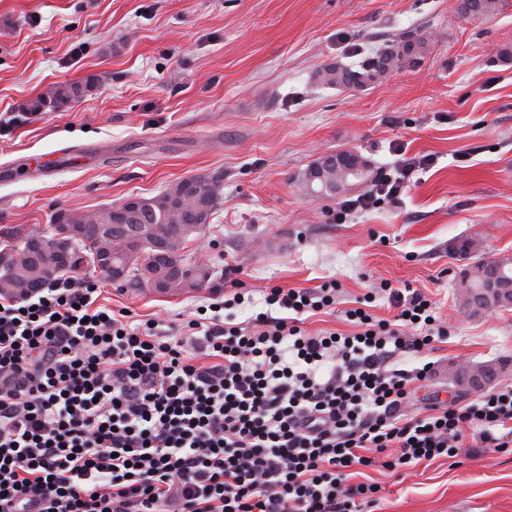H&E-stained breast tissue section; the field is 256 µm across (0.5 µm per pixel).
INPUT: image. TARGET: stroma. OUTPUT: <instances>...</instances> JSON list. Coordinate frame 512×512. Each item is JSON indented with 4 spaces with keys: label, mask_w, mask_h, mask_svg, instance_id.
<instances>
[{
    "label": "stroma",
    "mask_w": 512,
    "mask_h": 512,
    "mask_svg": "<svg viewBox=\"0 0 512 512\" xmlns=\"http://www.w3.org/2000/svg\"><path fill=\"white\" fill-rule=\"evenodd\" d=\"M421 31L419 64L358 90L315 84L328 64L358 67L388 39ZM512 0L489 18L459 0H0V249L46 232L58 209L85 212L152 197L191 176L219 175L209 224L185 244L186 264L215 270L207 286L160 296L148 284L102 278L113 309L179 325L223 296L228 268L251 297L224 310L244 323L265 311L266 289L337 281L335 311L307 319V333L353 332L346 309L374 295L372 313L396 310L381 284L435 302L448 328L408 367L432 363L413 410L476 402L450 376L460 363L502 365L490 390L512 385V308L473 314L460 300L475 238L486 260L512 257ZM93 80L81 100L22 117L54 86ZM65 143L95 156L43 179L8 163ZM434 155L394 201L337 223L335 198L305 197L294 178L320 155L350 148L388 170L401 156ZM377 512H512V451L439 458L390 472Z\"/></svg>",
    "instance_id": "stroma-1"
}]
</instances>
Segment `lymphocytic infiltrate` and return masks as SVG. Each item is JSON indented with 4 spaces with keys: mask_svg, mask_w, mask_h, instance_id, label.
<instances>
[{
    "mask_svg": "<svg viewBox=\"0 0 512 512\" xmlns=\"http://www.w3.org/2000/svg\"><path fill=\"white\" fill-rule=\"evenodd\" d=\"M433 162L381 172L337 223ZM231 286L174 341L87 275L0 294V512H363L381 500L364 469L457 457L473 430L484 450L512 447L511 385L408 414L429 369L404 358L447 334L419 290L389 289L395 321L356 307L354 332L312 335L300 317L333 308L336 286L269 288L245 324L220 315L246 301Z\"/></svg>",
    "mask_w": 512,
    "mask_h": 512,
    "instance_id": "1",
    "label": "lymphocytic infiltrate"
}]
</instances>
